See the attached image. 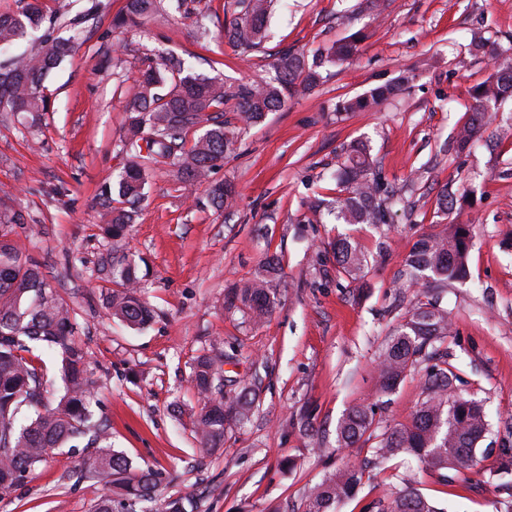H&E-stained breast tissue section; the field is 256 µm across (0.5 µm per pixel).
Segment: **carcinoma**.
Instances as JSON below:
<instances>
[{"mask_svg": "<svg viewBox=\"0 0 512 512\" xmlns=\"http://www.w3.org/2000/svg\"><path fill=\"white\" fill-rule=\"evenodd\" d=\"M160 0H126L112 18V29L122 32L138 26L154 15ZM274 0H237L236 16L224 25V38L244 51L258 48L266 38L267 22ZM17 12L0 13V46L28 38L42 27L45 17L38 5L19 0ZM79 30L69 38H53L45 32L20 58L0 62V110L36 116L47 111L44 82L48 74L72 55ZM364 35L354 33L326 50V55L310 62L307 56L290 48L281 50L270 64L271 76L260 83L227 86L223 79L199 74L178 56L158 62L152 58L142 69L136 84L126 90L125 136L121 151L126 164L116 185L106 183L100 196L107 216L106 231L112 238L125 237L135 221L152 167L165 164L175 169L184 185L201 183L208 173L229 158L241 127L258 123L270 112L280 110L291 97L318 85L322 64L341 65L357 53ZM499 60L492 77L472 90L467 120L458 128L455 141L461 152L482 140L500 106L512 100V56L496 51ZM412 80L403 76L394 84L345 101L343 112H369L381 101L398 94ZM236 101V121L225 117L226 102ZM206 124L202 134L187 140L190 132ZM338 192L327 207L346 224L386 223L388 192L375 177V162L369 147L356 142L344 152L336 172ZM211 203L219 209L232 206L236 197L230 183L209 188ZM24 223L21 214L0 211V492L9 491L45 462L56 448L81 437L94 449L88 473L109 488L94 512H149L144 504L152 501L160 484V473L147 469L131 476L132 465L112 448L102 424L93 420L90 395L96 384L88 353L76 340V313L46 282L39 267L11 238L13 226ZM472 238L469 224L455 225L451 233L421 236L406 259V276L418 282L427 279L436 287L464 279ZM339 271L350 276L363 272L364 257L347 238L331 245ZM279 271L269 259L251 280L234 288L233 299L253 317L269 313L274 298L269 278ZM102 280L116 283L105 301L112 317L135 327L154 320V309L138 294L135 264L101 259ZM448 311L435 302L422 303L408 310L394 326L377 364L378 391L392 393L416 369L425 366L423 398L408 424L375 427L376 408L355 406L338 421L336 444L351 448L375 441L371 447L381 464L406 454L425 468L442 474L450 469L468 468L479 463V445L490 433L484 406L464 395L457 386L458 375L448 368V352L441 350L448 338ZM42 346L61 358L65 392L59 400L45 401L43 370L24 356L32 347ZM191 383L200 398L195 433L201 447L211 450L224 444V431L242 426L250 418L256 393L245 387L224 399L223 362L207 355L198 356ZM366 468L351 464L325 477L308 495L303 512H334L336 504L355 496ZM512 477V441L498 448L497 466L488 472L487 483L499 484ZM405 488L385 502L373 500L362 512H441L431 500L401 477Z\"/></svg>", "mask_w": 512, "mask_h": 512, "instance_id": "carcinoma-1", "label": "carcinoma"}]
</instances>
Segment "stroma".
Listing matches in <instances>:
<instances>
[{"label":"stroma","mask_w":512,"mask_h":512,"mask_svg":"<svg viewBox=\"0 0 512 512\" xmlns=\"http://www.w3.org/2000/svg\"><path fill=\"white\" fill-rule=\"evenodd\" d=\"M73 55L45 81L49 107L38 122L0 112V206L22 212L19 240L46 281L77 313V340L97 381L93 409L114 450L134 470L162 481L151 512L172 497L190 512H303L322 478L368 456V446L340 448L336 425L351 407L379 404L381 425L407 423L421 401L415 370L381 400L375 386L380 351L404 313L438 302L448 311V366L463 392L482 400L491 423L480 464L447 479L402 456L370 472L356 497L336 512H361L402 490V473L444 512H504L512 487L488 484L494 446L512 426V102L471 152L450 138L467 116L470 90L494 70L491 48L512 46V0H386L382 20L358 0H277L261 48L245 52L224 37L234 0H192L190 13L162 0L159 14L118 33L111 20L124 0H41L54 33L93 2ZM210 29L196 36L197 23ZM362 32L351 63L327 67L324 79L239 136L229 160L206 184L187 188L158 166L135 224L121 241L105 232L101 186L125 163L120 139L124 89L144 57L174 53L196 72L226 84L259 81L283 48L312 56ZM488 48L475 50L473 37ZM405 72L414 81L370 112L339 105ZM367 141L376 175L394 195L383 224H339L311 205L332 199V173L344 148ZM230 182L234 208L216 209L208 186ZM475 191L474 206L441 213V190ZM455 224L474 234L469 275L443 288L407 281L405 259L420 235ZM348 237L367 264L357 278L339 274L329 242ZM139 266L142 296L157 312L139 329L112 319L98 277L106 253ZM280 260L270 282L274 305L253 322L228 292L255 276L267 257ZM224 358L225 396L256 390L250 421L224 434L221 448H200L192 422L199 397L190 375L197 356ZM309 414L312 432L300 429ZM90 451L54 450L26 481L0 495V512H93L102 484L85 469Z\"/></svg>","instance_id":"stroma-1"}]
</instances>
